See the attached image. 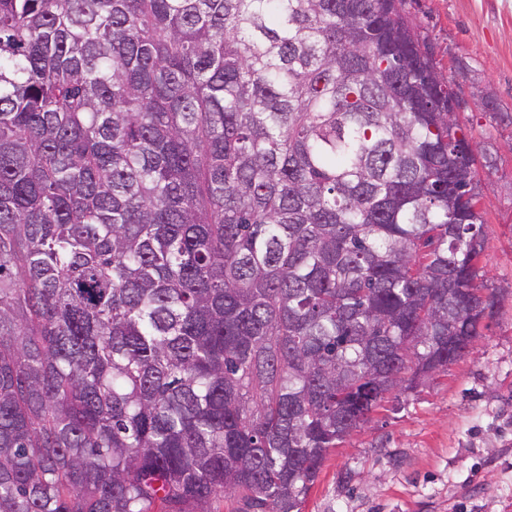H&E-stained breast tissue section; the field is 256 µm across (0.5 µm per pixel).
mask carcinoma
Returning a JSON list of instances; mask_svg holds the SVG:
<instances>
[{
    "instance_id": "cac0c4a2",
    "label": "carcinoma",
    "mask_w": 512,
    "mask_h": 512,
    "mask_svg": "<svg viewBox=\"0 0 512 512\" xmlns=\"http://www.w3.org/2000/svg\"><path fill=\"white\" fill-rule=\"evenodd\" d=\"M406 0H0V512H302L467 354L477 146Z\"/></svg>"
}]
</instances>
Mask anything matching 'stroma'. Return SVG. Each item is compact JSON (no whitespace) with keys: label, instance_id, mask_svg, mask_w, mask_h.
Wrapping results in <instances>:
<instances>
[{"label":"stroma","instance_id":"obj_1","mask_svg":"<svg viewBox=\"0 0 512 512\" xmlns=\"http://www.w3.org/2000/svg\"><path fill=\"white\" fill-rule=\"evenodd\" d=\"M459 88L480 152L484 282L500 304L473 350L389 394L325 461L302 512H512V0H407Z\"/></svg>","mask_w":512,"mask_h":512}]
</instances>
